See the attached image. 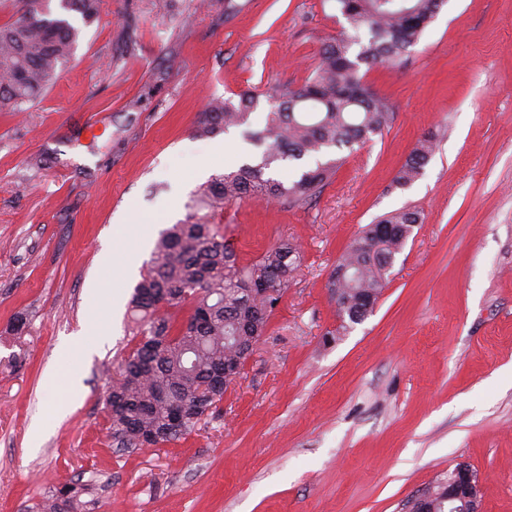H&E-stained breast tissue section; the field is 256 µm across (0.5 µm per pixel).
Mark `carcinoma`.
<instances>
[{
    "mask_svg": "<svg viewBox=\"0 0 512 512\" xmlns=\"http://www.w3.org/2000/svg\"><path fill=\"white\" fill-rule=\"evenodd\" d=\"M23 0L18 18L0 26V112L33 102L54 81L71 54L77 29L65 18L76 12L94 19L100 0ZM348 22L321 50L312 76L284 94H267L262 130L251 134L265 146L253 163L215 174L190 201L197 211H216L244 199L302 203L323 188L339 167L332 152L363 145L388 127V104L364 81L362 67L392 62L415 47L447 0H333ZM260 94L216 99L199 114L194 133L211 138L247 124ZM433 136L420 139L395 176L412 183L428 163ZM285 161L298 164L278 176ZM420 222L419 213L391 212L367 225L339 258L347 275L337 290L341 328L361 322L387 284L382 265L405 246L401 230ZM376 239L373 252L358 244ZM295 249L275 244L242 265L207 220L173 224L161 231L153 259L131 300L135 345L118 365V377L102 400L112 444L130 453L157 448L191 433L224 397V370L243 359L240 346L265 334L271 314L288 287ZM409 512H448V481L426 489ZM80 489L64 485L36 512H77Z\"/></svg>",
    "mask_w": 512,
    "mask_h": 512,
    "instance_id": "obj_1",
    "label": "carcinoma"
}]
</instances>
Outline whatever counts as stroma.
Wrapping results in <instances>:
<instances>
[{"label": "stroma", "mask_w": 512, "mask_h": 512, "mask_svg": "<svg viewBox=\"0 0 512 512\" xmlns=\"http://www.w3.org/2000/svg\"><path fill=\"white\" fill-rule=\"evenodd\" d=\"M224 2L70 13L79 35L56 82L0 112V512H34L66 484L85 486V512H408L459 465L480 477L484 512H512V0H448L410 54L368 71L389 126L311 200L211 215L241 263L283 240L297 250L267 331L186 438L133 453L106 439L102 396L134 346L129 301L155 246L114 276L115 225L185 221L212 175L261 153L232 128L211 156L194 134L208 101L301 84L347 26L332 0ZM427 133L421 176L394 186ZM402 209L421 221L387 287L339 331V256ZM93 321L100 346L61 354ZM39 418L51 427L33 451Z\"/></svg>", "instance_id": "obj_1"}]
</instances>
